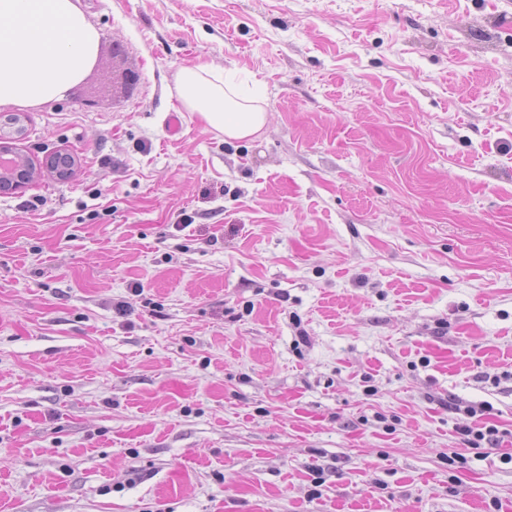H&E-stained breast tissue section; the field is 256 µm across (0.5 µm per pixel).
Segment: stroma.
I'll return each instance as SVG.
<instances>
[{
	"label": "stroma",
	"mask_w": 512,
	"mask_h": 512,
	"mask_svg": "<svg viewBox=\"0 0 512 512\" xmlns=\"http://www.w3.org/2000/svg\"><path fill=\"white\" fill-rule=\"evenodd\" d=\"M75 2L14 141L75 172L0 194V512H512V0ZM177 97L225 140H245L262 132L268 112L258 92L243 93L235 72H218L210 63L181 68L175 76Z\"/></svg>",
	"instance_id": "35a3bbf8"
}]
</instances>
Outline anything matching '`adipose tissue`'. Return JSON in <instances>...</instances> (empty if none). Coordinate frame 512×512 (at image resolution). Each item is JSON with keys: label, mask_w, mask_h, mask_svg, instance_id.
<instances>
[{"label": "adipose tissue", "mask_w": 512, "mask_h": 512, "mask_svg": "<svg viewBox=\"0 0 512 512\" xmlns=\"http://www.w3.org/2000/svg\"><path fill=\"white\" fill-rule=\"evenodd\" d=\"M99 33L74 0H0V106L62 97L92 64ZM175 91L193 112L228 140L262 132L263 97L244 94L235 72L200 62L181 68Z\"/></svg>", "instance_id": "1"}]
</instances>
